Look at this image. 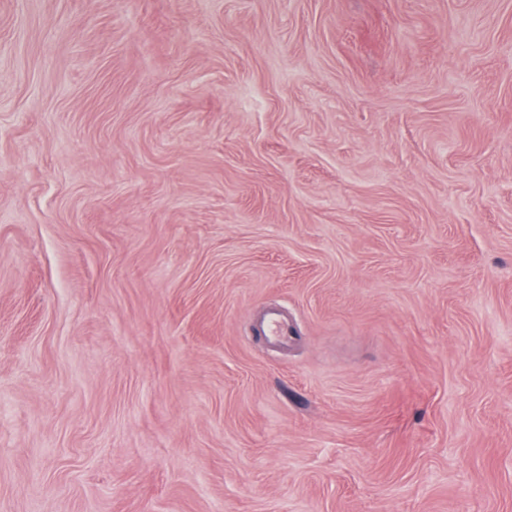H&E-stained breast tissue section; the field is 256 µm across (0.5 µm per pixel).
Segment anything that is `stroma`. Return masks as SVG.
I'll return each mask as SVG.
<instances>
[{
    "mask_svg": "<svg viewBox=\"0 0 512 512\" xmlns=\"http://www.w3.org/2000/svg\"><path fill=\"white\" fill-rule=\"evenodd\" d=\"M0 512H512V0H0ZM260 334L268 341L288 345L293 333L292 325L288 319L277 309L266 312L259 323Z\"/></svg>",
    "mask_w": 512,
    "mask_h": 512,
    "instance_id": "stroma-1",
    "label": "stroma"
}]
</instances>
